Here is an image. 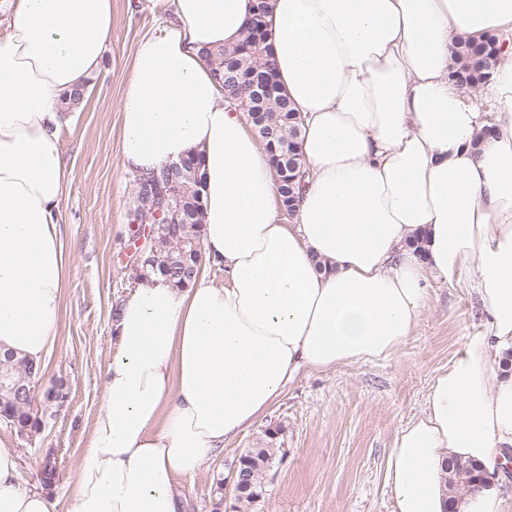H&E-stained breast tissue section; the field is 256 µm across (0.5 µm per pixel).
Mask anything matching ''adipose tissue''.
Here are the masks:
<instances>
[{"mask_svg": "<svg viewBox=\"0 0 512 512\" xmlns=\"http://www.w3.org/2000/svg\"><path fill=\"white\" fill-rule=\"evenodd\" d=\"M121 102L124 172L199 154L204 267L178 289L151 276L112 323L103 404L68 512H183L194 477L305 369L390 357L429 279L469 271L486 315L431 381L386 462L395 512H448L447 462L488 476L512 459V0H270L278 80L303 119L308 171L281 223L273 164L223 103L204 50L241 41L253 0H168ZM0 36V349L43 361L68 275L57 141L62 93L84 88L112 0H11ZM465 37L495 38L478 93L449 79ZM0 512H53L0 442Z\"/></svg>", "mask_w": 512, "mask_h": 512, "instance_id": "1", "label": "adipose tissue"}]
</instances>
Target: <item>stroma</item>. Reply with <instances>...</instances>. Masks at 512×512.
<instances>
[{
    "label": "stroma",
    "instance_id": "1",
    "mask_svg": "<svg viewBox=\"0 0 512 512\" xmlns=\"http://www.w3.org/2000/svg\"><path fill=\"white\" fill-rule=\"evenodd\" d=\"M166 10L165 0H112L100 71L58 132L68 170L61 227L70 268L56 343L33 394L42 428L21 437L0 422V440L16 449L22 477L50 496L54 512H67L76 466L102 407L114 314L133 286L118 260L131 245L135 213L134 178L120 159V102L138 42ZM483 323L467 289L431 280L412 335L391 358L304 373L270 412L182 480L188 512H395L385 480L394 437L422 412L433 376ZM58 384L64 403L45 402V391ZM270 428L278 431V453L264 491L252 507L237 508L232 476L239 458L265 447ZM48 463L57 474L46 483Z\"/></svg>",
    "mask_w": 512,
    "mask_h": 512
}]
</instances>
